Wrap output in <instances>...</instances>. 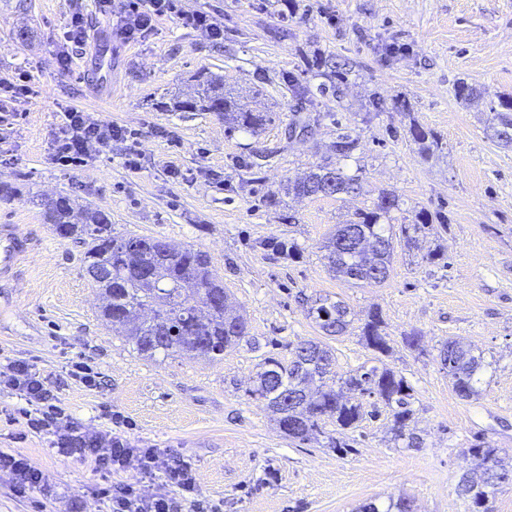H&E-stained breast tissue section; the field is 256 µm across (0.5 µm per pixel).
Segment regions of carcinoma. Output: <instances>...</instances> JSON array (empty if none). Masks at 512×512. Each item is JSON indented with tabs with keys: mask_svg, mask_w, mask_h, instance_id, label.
Here are the masks:
<instances>
[{
	"mask_svg": "<svg viewBox=\"0 0 512 512\" xmlns=\"http://www.w3.org/2000/svg\"><path fill=\"white\" fill-rule=\"evenodd\" d=\"M312 66L329 83L321 88L323 92L344 82L351 70L350 62L337 55H319ZM162 107L176 112H215L230 128L255 133L272 121L270 113L248 108L224 89V78L208 72L198 73L190 90L162 103ZM490 111L494 112L487 127L490 138L511 145L512 95L498 96V104ZM409 135L423 153L439 148L434 133L419 123L410 126ZM357 143L358 138L348 132L338 134L333 145L336 156L349 157ZM360 189L358 177L328 165H318L282 187L288 195L325 198ZM398 209L399 196L383 190L372 208L355 213L337 227L324 244L328 264L337 276L357 287L381 284L390 277L393 243L392 236L385 234L383 221ZM44 217L58 236L84 241L87 270L106 269L105 276L94 275L91 282L101 300V316L117 335L133 343L140 356L152 359L162 353L214 360L248 335L246 319L228 303L224 283L214 272L208 253L151 237L114 236L107 214L88 206L77 207L68 197L46 203ZM436 219L437 215L421 209L415 213L414 223L401 227V233L407 243L414 244L415 234ZM349 314L345 302L321 296L309 309V316L326 336L345 335L351 325ZM361 338L375 352L389 351L380 313L368 315L361 326ZM439 358L459 396L479 395L475 382L484 367L483 355L450 340L440 349ZM335 367L329 347L305 340L297 344L287 361L265 358L250 393L267 402L283 433L303 441L322 432L328 421L342 430L357 426L364 409L356 396L376 394L391 414L393 440L406 448H422V438L408 428L412 394L404 377L385 367H363L340 378L336 391L325 388ZM469 452L488 468L477 478L463 474L457 492L469 512H480L490 494L512 483V457L500 448L481 444L473 445ZM358 512H414V508L413 502L403 497L382 509L371 501L361 505Z\"/></svg>",
	"mask_w": 512,
	"mask_h": 512,
	"instance_id": "carcinoma-1",
	"label": "carcinoma"
}]
</instances>
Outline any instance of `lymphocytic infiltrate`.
Returning a JSON list of instances; mask_svg holds the SVG:
<instances>
[{
	"mask_svg": "<svg viewBox=\"0 0 512 512\" xmlns=\"http://www.w3.org/2000/svg\"><path fill=\"white\" fill-rule=\"evenodd\" d=\"M100 5L111 11L112 26L126 42L155 32L158 19L163 17L177 18L183 26L203 31L214 40L224 36L222 24L202 12H184L181 0H100ZM126 138L122 127L71 108L60 115L53 155L61 165H79L92 157H106L114 142ZM4 384L26 402L24 417L29 431L50 434V446L59 455L78 457L106 477L128 468L139 472L138 483L116 484L104 490L105 512H177V502L159 492L157 484L161 481L189 498L191 512H203L191 469L171 464L165 449L133 444L120 430L121 419L99 429L76 424L54 394L50 381L24 361L10 363Z\"/></svg>",
	"mask_w": 512,
	"mask_h": 512,
	"instance_id": "lymphocytic-infiltrate-1",
	"label": "lymphocytic infiltrate"
}]
</instances>
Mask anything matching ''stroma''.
<instances>
[{
	"mask_svg": "<svg viewBox=\"0 0 512 512\" xmlns=\"http://www.w3.org/2000/svg\"><path fill=\"white\" fill-rule=\"evenodd\" d=\"M224 26L222 40L161 18L156 35L126 43L112 35L99 0H0V80L30 75L38 97L17 99V120L0 122V252L11 239L28 249L0 270V371L16 360L53 382L77 423L104 427L105 411L126 420L135 444L165 449L187 463L198 497L220 512H354L369 501L411 498L416 512H467L457 494L465 456L476 443L512 454V146L489 138V106L512 94V0H182ZM81 13L84 45L65 44ZM71 61L61 65L60 51ZM317 54L347 58L338 90L320 91ZM223 76L252 109L273 120L257 133L228 129L213 112L163 109L201 70ZM464 81L481 94L461 104ZM310 89L311 137L289 135ZM93 113L132 131L137 167L125 143L80 166L53 159L59 114ZM439 139L423 154L411 123ZM358 138L351 157L330 149L338 127ZM330 163L362 178L340 198L280 196L289 177ZM19 194L3 193V186ZM395 191L392 268L380 285L337 278L322 245L337 224ZM68 195L107 214L116 236L145 235L207 252L224 289L248 321L247 336L222 360L139 356L99 317L84 270L83 241L61 238L43 218L47 201ZM440 215L418 236L400 227L416 211ZM277 238L295 255L261 249ZM437 260H430V253ZM345 301L353 333L323 338L308 316L316 297ZM380 310L390 352L376 358L357 332ZM418 349L404 346L407 335ZM325 339L344 375L383 361L412 388L409 423L421 449L398 447L381 400L363 396V420L348 430L351 451L282 433L265 401L249 394L263 359ZM457 339L489 367L480 394L460 397L442 368V345ZM88 363L103 385L88 389L66 373ZM26 407L0 387V451L18 454L49 477L20 496L0 475V512H101L108 482L136 483L129 469L104 479L77 457L55 453L28 432Z\"/></svg>",
	"mask_w": 512,
	"mask_h": 512,
	"instance_id": "35a3bbf8",
	"label": "stroma"
}]
</instances>
